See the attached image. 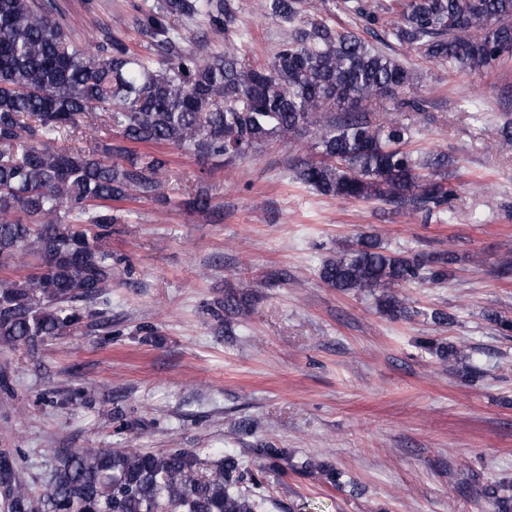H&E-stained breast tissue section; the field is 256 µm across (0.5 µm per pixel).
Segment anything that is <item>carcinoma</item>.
Here are the masks:
<instances>
[{"label":"carcinoma","mask_w":512,"mask_h":512,"mask_svg":"<svg viewBox=\"0 0 512 512\" xmlns=\"http://www.w3.org/2000/svg\"><path fill=\"white\" fill-rule=\"evenodd\" d=\"M303 0H265L269 15L290 26L271 61L256 64L242 46L201 54L185 46V25L203 20L222 35L236 21L233 0L134 3L135 25L156 58L135 53L110 32L75 40L59 21L58 0H0V349L32 352L48 339L79 331L107 304L112 252L102 241L127 223V202L163 201L165 148L225 166L256 156L273 140L310 137L309 153L290 166L293 179L341 200H378L429 218L448 209L453 159L418 161L405 149L413 128L385 117L372 122L362 102L403 94L400 107L420 110L412 70L325 15L304 14ZM355 24L393 37L424 60L480 73L512 56V0H343ZM397 20L387 22L385 15ZM121 139L102 140V128ZM131 144L147 147L133 151ZM183 204L212 209L197 188ZM457 262L448 251L430 259L393 253L363 233L324 261L321 280L343 293H369L380 313L408 319L416 311L397 289L440 281ZM421 347L477 368L457 347L422 339ZM265 461L251 470L227 455L214 475L194 478L196 454L135 448H74L39 486L25 479L19 453L0 452V503L6 512H260L268 472L288 448L253 449ZM340 484L342 472L306 462ZM248 482L254 492L237 485ZM464 496L512 512V482L465 483Z\"/></svg>","instance_id":"1"}]
</instances>
